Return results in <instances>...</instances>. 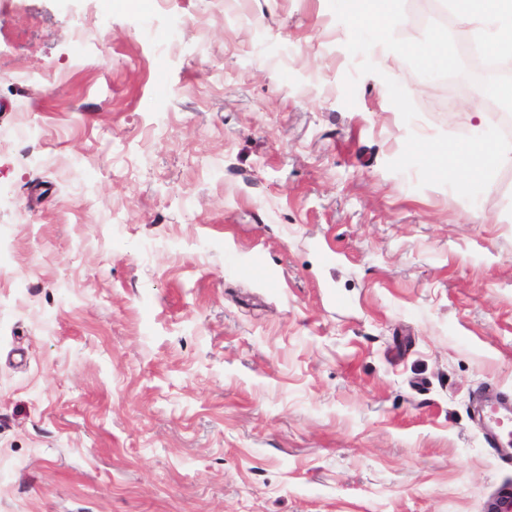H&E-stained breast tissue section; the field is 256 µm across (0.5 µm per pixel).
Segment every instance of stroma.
<instances>
[{
  "label": "stroma",
  "mask_w": 512,
  "mask_h": 512,
  "mask_svg": "<svg viewBox=\"0 0 512 512\" xmlns=\"http://www.w3.org/2000/svg\"><path fill=\"white\" fill-rule=\"evenodd\" d=\"M0 0V512H488L512 167L448 0ZM441 39L432 62L407 46ZM486 116L476 119L474 109ZM351 12L355 16L362 15L363 9H369L370 18L382 30H390L396 26L400 17L391 8L390 0H351ZM439 156L446 163L448 158L466 162L465 184H468L492 168L512 166V143L462 142L448 148V151H440Z\"/></svg>",
  "instance_id": "obj_1"
}]
</instances>
